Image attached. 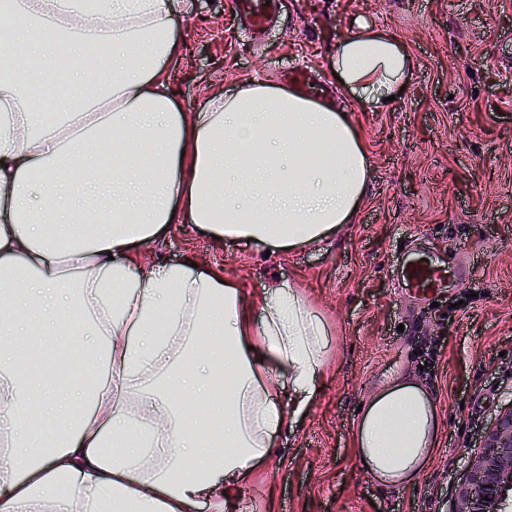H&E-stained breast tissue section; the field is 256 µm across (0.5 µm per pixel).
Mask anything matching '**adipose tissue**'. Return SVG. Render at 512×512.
Segmentation results:
<instances>
[{"mask_svg": "<svg viewBox=\"0 0 512 512\" xmlns=\"http://www.w3.org/2000/svg\"><path fill=\"white\" fill-rule=\"evenodd\" d=\"M104 3L0 0V18L31 21L0 72V420L42 411L0 460V512H195L204 500L231 512L274 436L320 391L328 326L296 286L248 292L216 270L143 265L137 250L184 222L274 256L331 239L367 191L363 136L331 105L266 83L182 111L165 74L177 52L168 0ZM95 36L111 47L97 75L83 58ZM57 43L77 94L50 121ZM334 66L380 109L414 61L361 25L338 41ZM76 313L89 316L81 369L102 376L90 393L25 366L33 337L57 347ZM73 395L86 405L76 419ZM190 402L211 406V424L185 416ZM438 429L428 394L400 377L360 413L354 457L371 479L408 487Z\"/></svg>", "mask_w": 512, "mask_h": 512, "instance_id": "obj_1", "label": "adipose tissue"}]
</instances>
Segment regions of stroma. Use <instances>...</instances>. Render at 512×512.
I'll use <instances>...</instances> for the list:
<instances>
[{"instance_id": "stroma-1", "label": "stroma", "mask_w": 512, "mask_h": 512, "mask_svg": "<svg viewBox=\"0 0 512 512\" xmlns=\"http://www.w3.org/2000/svg\"><path fill=\"white\" fill-rule=\"evenodd\" d=\"M265 45L232 0H169L180 51L166 64L183 111L245 83L279 84L297 65L331 92L363 136L371 178L351 224L329 242L264 257L195 225L143 248L149 261L215 268L246 290L302 288L326 321L321 392L298 416L234 512H450L482 435L512 403V0H293ZM396 35L416 67L377 112L333 76L357 24ZM421 239L445 260L477 258L467 288L417 310L393 286L399 245ZM433 399L440 431L411 487L370 479L352 452L359 405L392 376Z\"/></svg>"}]
</instances>
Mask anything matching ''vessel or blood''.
I'll use <instances>...</instances> for the list:
<instances>
[{
    "instance_id": "vessel-or-blood-1",
    "label": "vessel or blood",
    "mask_w": 512,
    "mask_h": 512,
    "mask_svg": "<svg viewBox=\"0 0 512 512\" xmlns=\"http://www.w3.org/2000/svg\"><path fill=\"white\" fill-rule=\"evenodd\" d=\"M236 9L255 39H264L283 9V0H235ZM473 276L471 264L446 263L415 243H408L394 275L397 287L423 301L446 289L466 286Z\"/></svg>"
}]
</instances>
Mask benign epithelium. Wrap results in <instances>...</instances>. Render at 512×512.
<instances>
[{
  "label": "benign epithelium",
  "mask_w": 512,
  "mask_h": 512,
  "mask_svg": "<svg viewBox=\"0 0 512 512\" xmlns=\"http://www.w3.org/2000/svg\"><path fill=\"white\" fill-rule=\"evenodd\" d=\"M452 512H512V404L486 430Z\"/></svg>",
  "instance_id": "benign-epithelium-1"
}]
</instances>
